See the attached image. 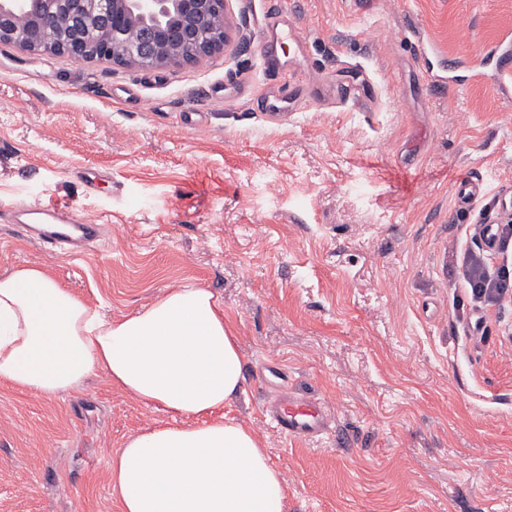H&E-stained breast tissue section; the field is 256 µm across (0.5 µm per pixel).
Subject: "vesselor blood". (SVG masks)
<instances>
[{"label": "vessel or blood", "mask_w": 512, "mask_h": 512, "mask_svg": "<svg viewBox=\"0 0 512 512\" xmlns=\"http://www.w3.org/2000/svg\"><path fill=\"white\" fill-rule=\"evenodd\" d=\"M485 58L495 61L503 72L512 71V34H504L495 45L487 47ZM480 185L474 177L458 180L454 186L458 203L473 204L480 194ZM9 214L23 232L33 233L46 255L53 257L81 256L83 247L97 241L103 233L102 225L79 219L52 203L35 208L16 204L10 207ZM263 411L269 425L290 440L323 439L331 431L326 405L307 393L283 389L265 402Z\"/></svg>", "instance_id": "vessel-or-blood-1"}]
</instances>
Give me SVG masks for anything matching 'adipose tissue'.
Wrapping results in <instances>:
<instances>
[{
    "instance_id": "adipose-tissue-1",
    "label": "adipose tissue",
    "mask_w": 512,
    "mask_h": 512,
    "mask_svg": "<svg viewBox=\"0 0 512 512\" xmlns=\"http://www.w3.org/2000/svg\"><path fill=\"white\" fill-rule=\"evenodd\" d=\"M100 371L172 418L113 455L121 512H286L263 443L224 415L242 386L243 355L212 291L168 287L112 319L40 267L0 275L1 383L51 398Z\"/></svg>"
}]
</instances>
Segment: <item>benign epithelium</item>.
<instances>
[{
    "mask_svg": "<svg viewBox=\"0 0 512 512\" xmlns=\"http://www.w3.org/2000/svg\"><path fill=\"white\" fill-rule=\"evenodd\" d=\"M229 31L225 0H0V43L125 68L202 62Z\"/></svg>",
    "mask_w": 512,
    "mask_h": 512,
    "instance_id": "obj_1",
    "label": "benign epithelium"
}]
</instances>
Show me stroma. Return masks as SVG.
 <instances>
[{
    "mask_svg": "<svg viewBox=\"0 0 512 512\" xmlns=\"http://www.w3.org/2000/svg\"><path fill=\"white\" fill-rule=\"evenodd\" d=\"M307 39L260 55L273 3ZM232 45L200 63L122 68L0 43V273L43 267L119 318L164 288L214 292L244 357L224 408L282 473L287 512H512V338L456 271L467 174L512 216V101L495 78L425 79L419 34L456 62L512 29V0H228ZM52 202L108 225L48 258L3 209ZM335 432L288 440L262 404L282 383ZM104 374L53 397L0 385V512H121L109 461L167 422ZM481 182L475 177H465L458 180L454 186V195L458 203L473 204L480 194Z\"/></svg>",
    "mask_w": 512,
    "mask_h": 512,
    "instance_id": "35a3bbf8",
    "label": "stroma"
}]
</instances>
